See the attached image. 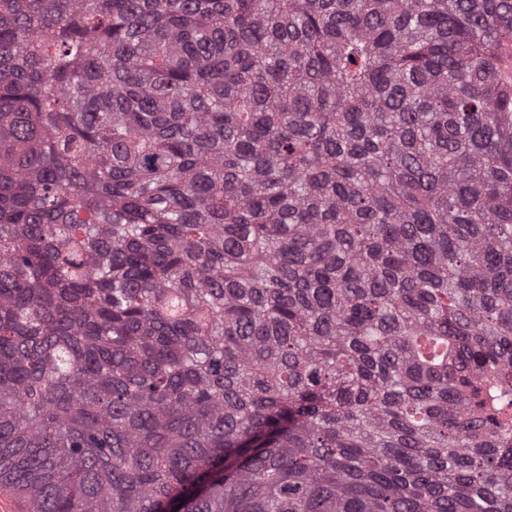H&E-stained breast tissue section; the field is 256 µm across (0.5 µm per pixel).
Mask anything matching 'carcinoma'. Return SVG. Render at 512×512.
<instances>
[{
  "mask_svg": "<svg viewBox=\"0 0 512 512\" xmlns=\"http://www.w3.org/2000/svg\"><path fill=\"white\" fill-rule=\"evenodd\" d=\"M512 0H0V488L28 512H512Z\"/></svg>",
  "mask_w": 512,
  "mask_h": 512,
  "instance_id": "cac0c4a2",
  "label": "carcinoma"
}]
</instances>
